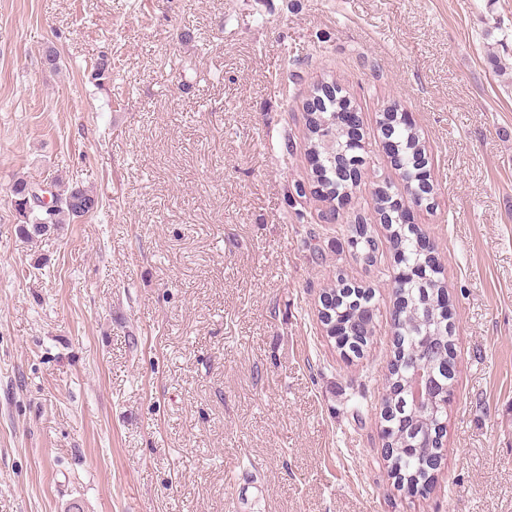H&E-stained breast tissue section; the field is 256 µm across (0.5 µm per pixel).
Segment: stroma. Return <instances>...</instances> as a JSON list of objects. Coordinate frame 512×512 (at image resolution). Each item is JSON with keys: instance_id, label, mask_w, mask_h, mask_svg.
I'll return each mask as SVG.
<instances>
[{"instance_id": "obj_1", "label": "stroma", "mask_w": 512, "mask_h": 512, "mask_svg": "<svg viewBox=\"0 0 512 512\" xmlns=\"http://www.w3.org/2000/svg\"><path fill=\"white\" fill-rule=\"evenodd\" d=\"M324 78L369 144L333 224L303 141ZM394 102L457 362L424 496L382 450L386 232L374 264L344 233L378 175L403 188ZM59 175L98 210L24 240L11 181ZM340 271L375 294L358 357L317 315ZM0 512H512V0H0ZM380 125L388 124L389 126H393L397 131L399 137L402 139L403 143L407 146L408 156L412 157V155L416 154H424L425 145L421 139V136L416 129V127L412 125H408L401 117V112L397 108L396 104L393 103L391 106H388L384 109L380 118Z\"/></svg>"}]
</instances>
